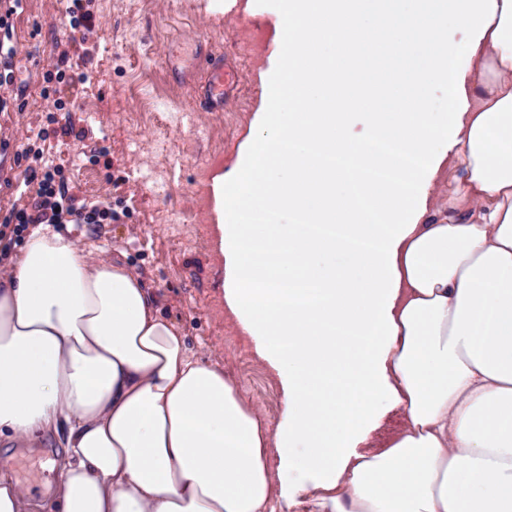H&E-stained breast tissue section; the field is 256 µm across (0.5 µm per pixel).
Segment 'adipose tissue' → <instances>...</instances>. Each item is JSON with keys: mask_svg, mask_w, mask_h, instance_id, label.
Masks as SVG:
<instances>
[{"mask_svg": "<svg viewBox=\"0 0 512 512\" xmlns=\"http://www.w3.org/2000/svg\"><path fill=\"white\" fill-rule=\"evenodd\" d=\"M410 2L401 25L383 0H284L252 133L211 181L224 312L279 384L276 425L122 262L50 228L9 257L0 437L57 439L49 512H512V0ZM393 56L421 78L355 89ZM376 139L418 164L369 181L396 163ZM259 205L294 224L248 223Z\"/></svg>", "mask_w": 512, "mask_h": 512, "instance_id": "obj_1", "label": "adipose tissue"}]
</instances>
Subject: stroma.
<instances>
[{
	"instance_id": "stroma-1",
	"label": "stroma",
	"mask_w": 512,
	"mask_h": 512,
	"mask_svg": "<svg viewBox=\"0 0 512 512\" xmlns=\"http://www.w3.org/2000/svg\"><path fill=\"white\" fill-rule=\"evenodd\" d=\"M249 2L213 13L207 0H92L86 27L63 24L60 0H24L22 11L0 15V35L11 33L20 68V86L0 111V176L17 181L28 165L57 166L98 211L95 223L62 224L59 232L91 259L140 274L190 348L224 366L274 424L281 391L224 317V270L209 220L211 178L234 163L260 101V73L281 48V0H262L255 11ZM207 49L219 59L228 50L241 56L240 91L225 112L202 111L191 97L196 68L177 82L165 63L173 51L195 59ZM64 52L84 55L87 82L48 70L46 59ZM68 124L85 137L62 136ZM34 453L46 459L30 488L38 497L54 481L57 441L0 442V457Z\"/></svg>"
}]
</instances>
